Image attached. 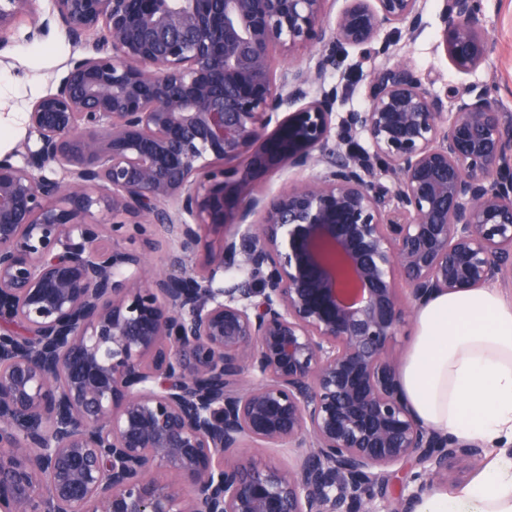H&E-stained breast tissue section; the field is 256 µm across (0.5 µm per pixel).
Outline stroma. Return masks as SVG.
Here are the masks:
<instances>
[{"instance_id":"1","label":"stroma","mask_w":512,"mask_h":512,"mask_svg":"<svg viewBox=\"0 0 512 512\" xmlns=\"http://www.w3.org/2000/svg\"><path fill=\"white\" fill-rule=\"evenodd\" d=\"M441 7V0H419L420 30L412 35L391 34L387 54L363 56L349 50L345 70L327 80L338 90L337 111L364 108L372 73L382 64L403 59L413 65L432 93L443 96L453 86L483 84L491 89L499 111L512 114V0H482L492 47L487 60L468 73L458 71L443 49ZM30 30L29 18H21L8 46L0 50V122L12 128L11 137L0 142V154L26 140L30 104L56 91L69 59L82 53L58 28L35 40L30 39Z\"/></svg>"}]
</instances>
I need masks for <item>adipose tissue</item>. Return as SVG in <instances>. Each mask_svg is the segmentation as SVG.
Returning a JSON list of instances; mask_svg holds the SVG:
<instances>
[{
  "label": "adipose tissue",
  "instance_id": "obj_1",
  "mask_svg": "<svg viewBox=\"0 0 512 512\" xmlns=\"http://www.w3.org/2000/svg\"><path fill=\"white\" fill-rule=\"evenodd\" d=\"M402 394L426 426L493 444L512 441V302L491 288L435 295L415 316ZM418 512H512V458Z\"/></svg>",
  "mask_w": 512,
  "mask_h": 512
}]
</instances>
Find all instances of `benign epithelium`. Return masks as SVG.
<instances>
[{"instance_id": "obj_1", "label": "benign epithelium", "mask_w": 512, "mask_h": 512, "mask_svg": "<svg viewBox=\"0 0 512 512\" xmlns=\"http://www.w3.org/2000/svg\"><path fill=\"white\" fill-rule=\"evenodd\" d=\"M35 2L0 0V49L28 14L84 53L0 155V512H417L482 464L412 413L394 343L434 294L512 283V115L404 61L361 111L308 98L419 0ZM441 18L452 65L484 63L480 0ZM148 226L162 268L120 244ZM319 171V168L304 171L290 170L270 175L266 178L264 187L268 195H275L287 188L293 181L308 177Z\"/></svg>"}]
</instances>
